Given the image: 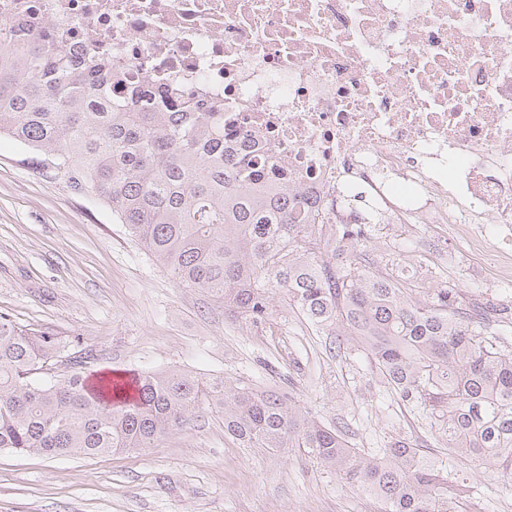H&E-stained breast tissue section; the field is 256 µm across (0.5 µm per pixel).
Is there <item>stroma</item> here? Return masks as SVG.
I'll use <instances>...</instances> for the list:
<instances>
[{"label": "stroma", "instance_id": "35a3bbf8", "mask_svg": "<svg viewBox=\"0 0 512 512\" xmlns=\"http://www.w3.org/2000/svg\"><path fill=\"white\" fill-rule=\"evenodd\" d=\"M0 140V312L78 337L88 372L181 369L287 393L311 418L370 453L396 438L438 445L349 341L280 298L263 323L225 312L172 275L105 206L32 170ZM433 271L512 301V234L498 224L426 230ZM490 512H512V481L467 463ZM371 497L315 460L240 448L203 415L153 447L94 459L0 450V512H372Z\"/></svg>", "mask_w": 512, "mask_h": 512}]
</instances>
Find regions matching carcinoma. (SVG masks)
<instances>
[{"instance_id": "1", "label": "carcinoma", "mask_w": 512, "mask_h": 512, "mask_svg": "<svg viewBox=\"0 0 512 512\" xmlns=\"http://www.w3.org/2000/svg\"><path fill=\"white\" fill-rule=\"evenodd\" d=\"M15 17L0 34V139L34 169L95 197L173 275L238 317L262 322L270 297L350 337L385 387L418 410L441 443L433 458L405 439L374 453L305 417L290 398L242 380L187 371L90 379L73 359L42 378L69 342L0 314V450L95 458L149 448L204 412L241 448L286 449L370 494L379 512H487L460 463L512 479V307L425 288L406 247L374 254L368 224H337L333 249L309 205L271 183L263 151L224 144L223 106L179 87L141 85L112 99V63L45 40Z\"/></svg>"}]
</instances>
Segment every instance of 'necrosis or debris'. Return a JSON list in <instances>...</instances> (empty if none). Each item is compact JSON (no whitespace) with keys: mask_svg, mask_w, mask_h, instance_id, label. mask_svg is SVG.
<instances>
[{"mask_svg":"<svg viewBox=\"0 0 512 512\" xmlns=\"http://www.w3.org/2000/svg\"><path fill=\"white\" fill-rule=\"evenodd\" d=\"M224 106L320 224H512V0H0Z\"/></svg>","mask_w":512,"mask_h":512,"instance_id":"necrosis-or-debris-1","label":"necrosis or debris"}]
</instances>
